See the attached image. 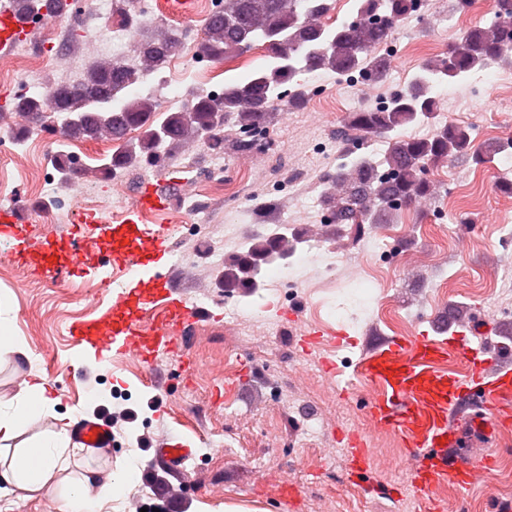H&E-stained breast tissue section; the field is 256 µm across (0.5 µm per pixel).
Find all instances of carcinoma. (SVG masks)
<instances>
[{
	"mask_svg": "<svg viewBox=\"0 0 512 512\" xmlns=\"http://www.w3.org/2000/svg\"><path fill=\"white\" fill-rule=\"evenodd\" d=\"M27 12L42 6L73 14L71 0H15ZM112 21L120 29L137 32L149 25L131 12L133 0H114ZM417 0H356L355 16L334 28L322 18L330 9L327 0H224V13L208 19L206 33L197 47L200 54L220 62L234 58L264 40L270 64L238 81L224 85L221 95L204 90L189 94L178 112L157 120L149 97L126 100L112 110L106 105L129 85L159 70L186 48L181 35L170 30L134 42L129 55L109 59L93 57L81 77L68 82H47L38 95L19 94L0 105V131L11 133L20 123L44 128L62 112L78 119L63 129L68 138L119 139L131 127L145 129L141 154L125 152L112 162L163 166L185 145L203 143L220 152L224 141L240 150L252 147L242 135L268 130L272 112H288L307 97L302 72L330 70L339 76L385 82L389 54L382 51L395 26L408 17ZM512 64V0H495L494 17L485 26L460 33L441 55L425 60L421 72L404 90L390 94L374 106L348 114L345 128L353 134L349 160L323 180L320 195L324 236L367 240L379 224H392L405 210L422 211L439 196L442 185L433 178L438 166L469 155L484 164L505 151L501 140L475 145L472 128L455 122L437 127L428 138L398 134L410 123L433 120L438 100L435 82L454 81L474 69ZM208 138H203L205 132ZM385 139L387 149L376 161L365 152L370 141Z\"/></svg>",
	"mask_w": 512,
	"mask_h": 512,
	"instance_id": "carcinoma-1",
	"label": "carcinoma"
}]
</instances>
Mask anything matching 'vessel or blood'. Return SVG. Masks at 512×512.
Wrapping results in <instances>:
<instances>
[{
  "mask_svg": "<svg viewBox=\"0 0 512 512\" xmlns=\"http://www.w3.org/2000/svg\"><path fill=\"white\" fill-rule=\"evenodd\" d=\"M33 26L14 0H0V55H7ZM170 204V196L147 182L136 208L123 220L89 212L64 232L40 231L25 220L20 207L0 205V239L13 245L10 260L35 278L84 272L75 244L91 242L112 268L102 280L109 302L95 317L71 323L68 334L75 347L94 350L98 359L118 352L150 366L159 353L180 352L183 329L208 314L177 290L163 261L173 225L142 222L143 214L166 211ZM362 377L374 392L366 401L371 423L398 433L405 443L424 512H436L440 483L450 481L463 489L472 473L489 471V457L468 451L458 420L471 409L495 424L512 419V354L492 353L481 339L393 336L364 358ZM75 435L87 448L112 445L110 426L98 421H83ZM192 454L188 445L172 438L156 449L155 460L175 471Z\"/></svg>",
  "mask_w": 512,
  "mask_h": 512,
  "instance_id": "obj_1",
  "label": "vessel or blood"
}]
</instances>
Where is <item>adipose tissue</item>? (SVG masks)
Listing matches in <instances>:
<instances>
[{
	"label": "adipose tissue",
	"instance_id": "adipose-tissue-1",
	"mask_svg": "<svg viewBox=\"0 0 512 512\" xmlns=\"http://www.w3.org/2000/svg\"><path fill=\"white\" fill-rule=\"evenodd\" d=\"M54 404L40 381L27 384L20 402L0 400V482L29 499L61 494L65 512H103L121 492L125 478L113 473L107 483H99L98 469L86 466L84 448L72 443L67 430L45 432L15 448L10 445L25 424L50 414ZM74 462L80 464L79 472H71Z\"/></svg>",
	"mask_w": 512,
	"mask_h": 512
}]
</instances>
